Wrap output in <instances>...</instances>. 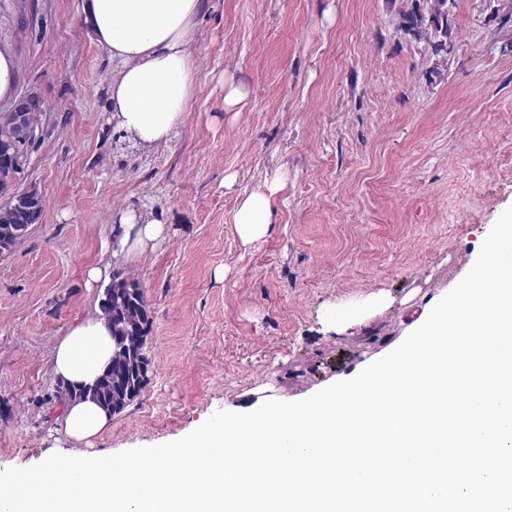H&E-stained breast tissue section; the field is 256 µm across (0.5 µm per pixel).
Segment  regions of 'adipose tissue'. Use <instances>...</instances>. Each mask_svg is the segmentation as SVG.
Segmentation results:
<instances>
[{
	"label": "adipose tissue",
	"mask_w": 512,
	"mask_h": 512,
	"mask_svg": "<svg viewBox=\"0 0 512 512\" xmlns=\"http://www.w3.org/2000/svg\"><path fill=\"white\" fill-rule=\"evenodd\" d=\"M202 0H83L82 15L91 37L109 52L120 69L108 86L109 121L141 146L171 140L182 125L193 93L194 62L189 50L194 20ZM280 180L246 195L236 213L242 242L270 230L272 199ZM118 222L119 248L127 259L155 249L168 228L159 220L127 211ZM112 359V330L103 315L74 323L56 345L53 374L79 388L93 384ZM108 412L84 400L66 402L62 425L66 435L92 442L107 427Z\"/></svg>",
	"instance_id": "ef3b65f1"
}]
</instances>
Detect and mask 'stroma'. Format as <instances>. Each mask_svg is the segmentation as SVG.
<instances>
[{
  "label": "stroma",
  "mask_w": 512,
  "mask_h": 512,
  "mask_svg": "<svg viewBox=\"0 0 512 512\" xmlns=\"http://www.w3.org/2000/svg\"><path fill=\"white\" fill-rule=\"evenodd\" d=\"M405 7L202 0L185 121L144 148L109 122L117 65L81 0H0L17 92L45 102L15 179L43 220L0 255V471L85 450L51 365L98 311L90 266L137 279L153 316L151 380L95 441L115 454L353 378L404 341L408 307L464 278L512 207V0H454L439 52L405 34ZM276 178L269 233L242 244L241 199ZM125 211L169 228L133 262Z\"/></svg>",
  "instance_id": "stroma-1"
}]
</instances>
